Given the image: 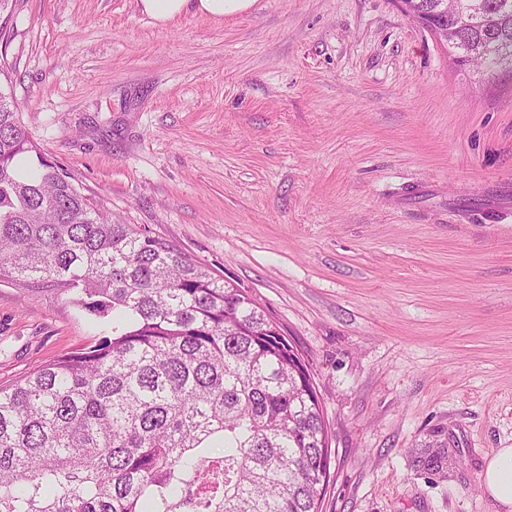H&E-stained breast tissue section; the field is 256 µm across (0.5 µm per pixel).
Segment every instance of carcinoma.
Wrapping results in <instances>:
<instances>
[{"mask_svg": "<svg viewBox=\"0 0 512 512\" xmlns=\"http://www.w3.org/2000/svg\"><path fill=\"white\" fill-rule=\"evenodd\" d=\"M463 2L448 53L512 73V0ZM31 152L0 97V282L51 287L100 332L0 387V512H182L188 487L207 512H320L328 428L277 324L58 166L20 175Z\"/></svg>", "mask_w": 512, "mask_h": 512, "instance_id": "cac0c4a2", "label": "carcinoma"}]
</instances>
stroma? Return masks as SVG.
Instances as JSON below:
<instances>
[{
	"label": "stroma",
	"instance_id": "35a3bbf8",
	"mask_svg": "<svg viewBox=\"0 0 512 512\" xmlns=\"http://www.w3.org/2000/svg\"><path fill=\"white\" fill-rule=\"evenodd\" d=\"M0 15V91L43 160L245 289L302 355L322 512H497L479 482L512 448V74L461 70L398 0L164 28L135 0ZM90 320L0 282V385L94 344Z\"/></svg>",
	"mask_w": 512,
	"mask_h": 512
}]
</instances>
